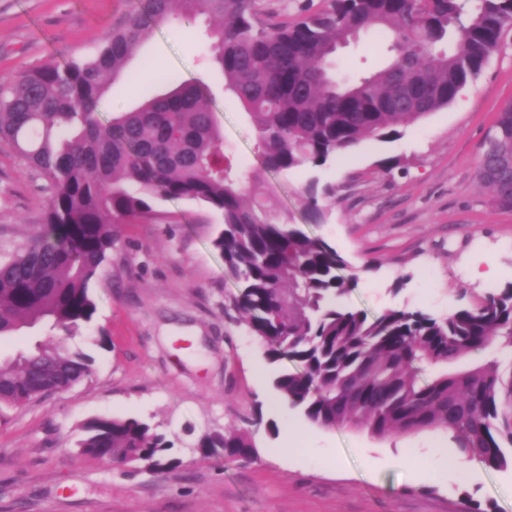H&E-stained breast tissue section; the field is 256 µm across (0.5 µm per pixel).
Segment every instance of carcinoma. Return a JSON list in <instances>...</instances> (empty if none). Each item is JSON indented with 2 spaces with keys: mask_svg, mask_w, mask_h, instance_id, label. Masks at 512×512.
<instances>
[{
  "mask_svg": "<svg viewBox=\"0 0 512 512\" xmlns=\"http://www.w3.org/2000/svg\"><path fill=\"white\" fill-rule=\"evenodd\" d=\"M208 23L206 62L246 111L259 164L242 170L224 143L207 87L153 79L143 103L104 121L96 108L154 28ZM512 0H313L271 21L258 0H139L85 60H51L0 82V141L49 183L34 239L0 260V340L43 322L74 336L90 326L92 295L117 224L151 219L159 200L192 201L219 214L212 244L237 283L235 307L281 362L271 387L321 428L375 436L444 430L454 448L493 470L512 466V288L477 295L446 317L420 310L370 316L343 304L358 275L309 236L272 191L268 174L316 169L448 106L500 50ZM390 41L386 66L356 79L334 68L337 47L364 31ZM171 86L165 93L156 84ZM477 178L512 209V103L485 139ZM331 195L310 180L306 220L322 224ZM468 354L482 356L450 371ZM93 359L63 341L0 359V414L66 390ZM441 371L424 376L427 367ZM79 453L153 469L179 467L171 441L135 417L93 418ZM203 458L256 453L247 430L199 440Z\"/></svg>",
  "mask_w": 512,
  "mask_h": 512,
  "instance_id": "cac0c4a2",
  "label": "carcinoma"
}]
</instances>
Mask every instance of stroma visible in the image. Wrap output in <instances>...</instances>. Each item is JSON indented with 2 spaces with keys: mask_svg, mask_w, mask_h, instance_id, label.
Listing matches in <instances>:
<instances>
[{
  "mask_svg": "<svg viewBox=\"0 0 512 512\" xmlns=\"http://www.w3.org/2000/svg\"><path fill=\"white\" fill-rule=\"evenodd\" d=\"M134 0H0V81L51 60L101 47ZM389 43L377 32L338 49L353 76L370 75ZM204 23L194 32L158 27L98 105L101 115L138 106L151 74L208 86L224 141L244 168L258 156L254 130L207 66ZM512 102V30L461 98L367 140L317 173L271 174L268 187L310 236L359 272L345 304L372 313L420 309L436 317L485 289L512 286V210H499L477 182L483 142ZM330 187L324 223L305 221L310 178ZM47 181L0 142V257L37 233ZM153 219L120 224L93 288L97 310L71 340L94 359L70 389L0 413V512H512V467L450 469L418 480L415 466L451 446L449 433L378 438L308 425L280 404L257 372L264 348L232 304L236 284L212 241L218 216L186 201H161ZM494 265L491 280L470 276ZM137 416L174 443L183 464L169 472L117 466L78 454L93 418ZM252 433L257 454L231 463L193 450L205 433ZM408 454L409 465L398 458Z\"/></svg>",
  "mask_w": 512,
  "mask_h": 512,
  "instance_id": "obj_1",
  "label": "stroma"
}]
</instances>
